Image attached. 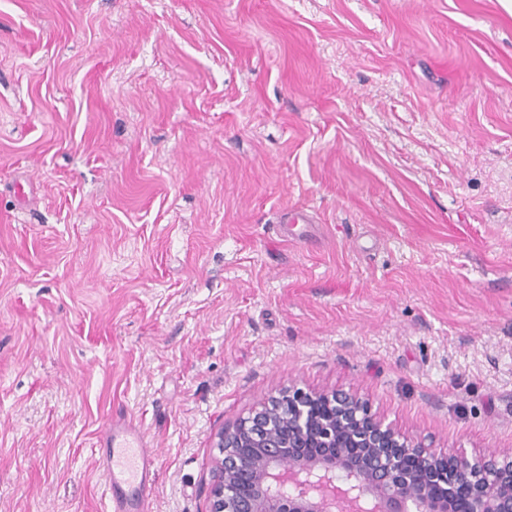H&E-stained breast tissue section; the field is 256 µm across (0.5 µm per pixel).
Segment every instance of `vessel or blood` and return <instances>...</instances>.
Here are the masks:
<instances>
[{"label":"vessel or blood","mask_w":512,"mask_h":512,"mask_svg":"<svg viewBox=\"0 0 512 512\" xmlns=\"http://www.w3.org/2000/svg\"><path fill=\"white\" fill-rule=\"evenodd\" d=\"M310 222L304 211L281 215L284 236L296 242L308 239ZM99 443L105 450L99 459L103 492L112 503V512H151L148 489L156 457L141 427L125 416L113 417Z\"/></svg>","instance_id":"obj_1"}]
</instances>
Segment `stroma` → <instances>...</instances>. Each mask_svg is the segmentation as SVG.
Returning a JSON list of instances; mask_svg holds the SVG:
<instances>
[{"mask_svg": "<svg viewBox=\"0 0 512 512\" xmlns=\"http://www.w3.org/2000/svg\"><path fill=\"white\" fill-rule=\"evenodd\" d=\"M292 385L512 451V16L0 0V512H110L117 413L152 512H208L217 433ZM280 224L283 234L292 241L300 242L309 239V224L312 220L306 211L286 210L281 214ZM99 456L103 474V494L108 495L111 512H151L147 490L154 474L156 455L145 440L141 427L124 415L112 417L100 435Z\"/></svg>", "mask_w": 512, "mask_h": 512, "instance_id": "35a3bbf8", "label": "stroma"}]
</instances>
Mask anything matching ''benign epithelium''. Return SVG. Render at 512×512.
<instances>
[{
    "instance_id": "obj_1",
    "label": "benign epithelium",
    "mask_w": 512,
    "mask_h": 512,
    "mask_svg": "<svg viewBox=\"0 0 512 512\" xmlns=\"http://www.w3.org/2000/svg\"><path fill=\"white\" fill-rule=\"evenodd\" d=\"M256 449L250 457L243 447ZM209 512H512V453L426 448L355 394L292 386L223 429ZM241 471L252 489L235 488Z\"/></svg>"
}]
</instances>
